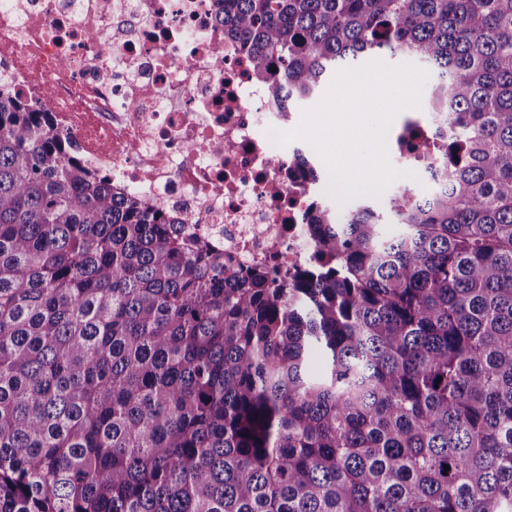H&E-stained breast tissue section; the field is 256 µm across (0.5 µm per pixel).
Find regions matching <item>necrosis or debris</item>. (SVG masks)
Here are the masks:
<instances>
[{"label": "necrosis or debris", "mask_w": 512, "mask_h": 512, "mask_svg": "<svg viewBox=\"0 0 512 512\" xmlns=\"http://www.w3.org/2000/svg\"><path fill=\"white\" fill-rule=\"evenodd\" d=\"M214 15V0H8L0 77L82 162L235 268H292L313 249L302 219L318 193L271 140L289 119Z\"/></svg>", "instance_id": "obj_1"}]
</instances>
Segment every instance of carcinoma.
<instances>
[{"instance_id":"1","label":"carcinoma","mask_w":512,"mask_h":512,"mask_svg":"<svg viewBox=\"0 0 512 512\" xmlns=\"http://www.w3.org/2000/svg\"><path fill=\"white\" fill-rule=\"evenodd\" d=\"M215 17L280 112L426 65L435 188L321 202L307 268L243 272L0 79V512H512V0Z\"/></svg>"}]
</instances>
